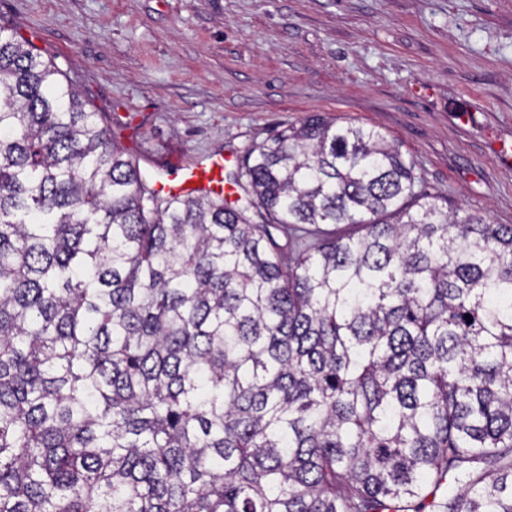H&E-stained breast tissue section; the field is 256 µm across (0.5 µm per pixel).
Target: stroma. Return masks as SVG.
Returning <instances> with one entry per match:
<instances>
[{
    "instance_id": "1",
    "label": "stroma",
    "mask_w": 512,
    "mask_h": 512,
    "mask_svg": "<svg viewBox=\"0 0 512 512\" xmlns=\"http://www.w3.org/2000/svg\"><path fill=\"white\" fill-rule=\"evenodd\" d=\"M143 175L314 112L380 129L426 192L512 224V0H0ZM477 105L471 124L459 100Z\"/></svg>"
}]
</instances>
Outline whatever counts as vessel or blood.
I'll return each instance as SVG.
<instances>
[{
	"label": "vessel or blood",
	"instance_id": "b4317fda",
	"mask_svg": "<svg viewBox=\"0 0 512 512\" xmlns=\"http://www.w3.org/2000/svg\"><path fill=\"white\" fill-rule=\"evenodd\" d=\"M154 181L156 189L166 194L207 195L224 183V158L213 155L191 166L173 160L168 170L158 173Z\"/></svg>",
	"mask_w": 512,
	"mask_h": 512
}]
</instances>
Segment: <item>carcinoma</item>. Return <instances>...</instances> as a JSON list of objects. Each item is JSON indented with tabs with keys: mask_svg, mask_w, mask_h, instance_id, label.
Here are the masks:
<instances>
[{
	"mask_svg": "<svg viewBox=\"0 0 512 512\" xmlns=\"http://www.w3.org/2000/svg\"><path fill=\"white\" fill-rule=\"evenodd\" d=\"M58 75L0 26V512H512L511 224L317 114L170 196Z\"/></svg>",
	"mask_w": 512,
	"mask_h": 512,
	"instance_id": "1",
	"label": "carcinoma"
}]
</instances>
